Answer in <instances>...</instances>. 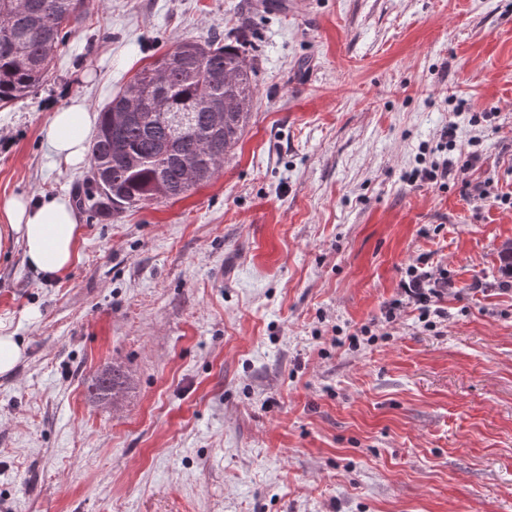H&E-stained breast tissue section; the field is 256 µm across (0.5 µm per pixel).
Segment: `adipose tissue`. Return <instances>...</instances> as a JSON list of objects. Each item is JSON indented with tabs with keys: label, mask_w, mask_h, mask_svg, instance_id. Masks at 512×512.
I'll list each match as a JSON object with an SVG mask.
<instances>
[{
	"label": "adipose tissue",
	"mask_w": 512,
	"mask_h": 512,
	"mask_svg": "<svg viewBox=\"0 0 512 512\" xmlns=\"http://www.w3.org/2000/svg\"><path fill=\"white\" fill-rule=\"evenodd\" d=\"M92 117L79 104L52 112L48 138L54 155L68 163L83 160ZM81 227L68 199L49 196L34 202L12 196L0 202V253L22 246L31 269L61 275L80 259Z\"/></svg>",
	"instance_id": "1"
}]
</instances>
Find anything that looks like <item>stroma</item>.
<instances>
[{"instance_id": "1", "label": "stroma", "mask_w": 512, "mask_h": 512, "mask_svg": "<svg viewBox=\"0 0 512 512\" xmlns=\"http://www.w3.org/2000/svg\"><path fill=\"white\" fill-rule=\"evenodd\" d=\"M217 36L256 66L223 170L77 210L65 274L0 254V331L25 346L0 376V512H512V0H89L49 81L0 108V198L73 195L88 165L50 152L53 110L98 112ZM460 102L500 110L458 137L478 161L409 182ZM423 255L444 317L384 324ZM112 365L127 387L97 398Z\"/></svg>"}]
</instances>
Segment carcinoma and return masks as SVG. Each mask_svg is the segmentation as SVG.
<instances>
[{"label": "carcinoma", "instance_id": "obj_1", "mask_svg": "<svg viewBox=\"0 0 512 512\" xmlns=\"http://www.w3.org/2000/svg\"><path fill=\"white\" fill-rule=\"evenodd\" d=\"M87 0H0V106L48 80L60 47L86 12ZM254 70L236 40L213 38L174 44L122 85L99 112L89 146L90 168L77 202L117 217L135 208L187 195L214 178L239 141L249 112H227L224 125H211L212 105L235 95L253 99ZM143 106L123 112V101ZM161 100L187 118L173 131L151 117ZM199 174L187 183L183 164ZM125 385L117 367L96 377V395L115 397Z\"/></svg>", "mask_w": 512, "mask_h": 512}]
</instances>
